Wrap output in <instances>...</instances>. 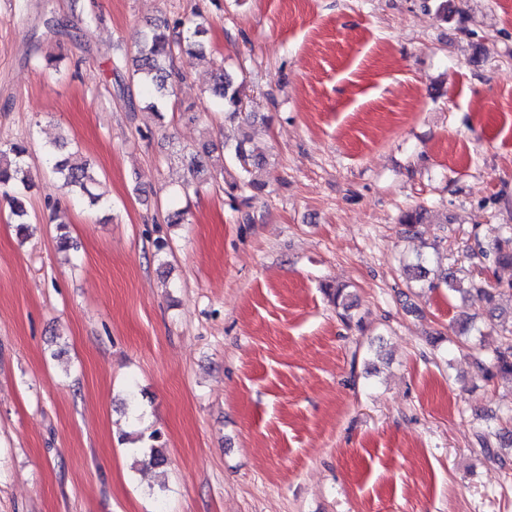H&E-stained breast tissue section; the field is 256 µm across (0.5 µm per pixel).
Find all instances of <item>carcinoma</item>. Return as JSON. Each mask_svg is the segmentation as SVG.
Here are the masks:
<instances>
[{"label":"carcinoma","mask_w":512,"mask_h":512,"mask_svg":"<svg viewBox=\"0 0 512 512\" xmlns=\"http://www.w3.org/2000/svg\"><path fill=\"white\" fill-rule=\"evenodd\" d=\"M207 20L201 11L194 12L192 18H176L169 20L163 18L153 23L150 28L140 34L137 49L131 56L123 59L124 67L130 73L132 81L139 85L140 104L145 108L160 113L165 108L169 98L174 93V87L181 79V74L175 66V59L185 53L197 50L203 53L205 35L207 34ZM214 104L220 109L233 115L242 114L243 97L240 87L236 85L235 78L219 68L215 76L212 89ZM247 139L240 140L229 160L239 170V176L224 181V194L231 200L242 199L249 202L255 194L264 190L266 183L252 177V170L259 168L263 160L247 151ZM66 143H55L45 149V156L51 171L62 182V187L75 194V197H88L91 204L99 202L101 195L92 191L96 179L84 166L71 165L62 151ZM28 148L25 142L11 144L8 148H0V198L6 200L10 207L13 221L17 224L19 233L28 230L29 215L24 200L18 197L19 187L28 186L29 165ZM424 218L423 209L418 208L406 212L401 219L403 233L415 232L417 224ZM505 236L496 239L480 248L482 256L488 261L487 270L497 267L512 266V225H504ZM413 278L421 282V287L430 291L443 285L448 290L458 293L466 292L461 287L456 271L446 268L437 274V280L428 279L429 270L424 265V259L417 258L416 264L410 267ZM470 289L480 293L490 312L498 310L496 302L503 291L499 288H487L484 281L471 279ZM330 298L336 307L343 310L341 317L350 319L349 311L353 307L349 295L343 289L337 288L330 293ZM477 366L490 378L509 376L512 378V343L495 351L487 362H477ZM163 436L159 431L148 435L150 444L141 449L143 463L161 465L165 461L163 452Z\"/></svg>","instance_id":"1"}]
</instances>
